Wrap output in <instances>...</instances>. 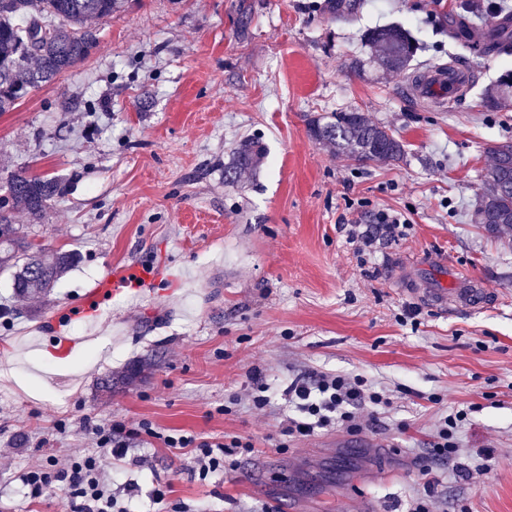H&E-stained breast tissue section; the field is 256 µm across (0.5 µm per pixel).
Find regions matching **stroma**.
<instances>
[{
    "instance_id": "1",
    "label": "stroma",
    "mask_w": 512,
    "mask_h": 512,
    "mask_svg": "<svg viewBox=\"0 0 512 512\" xmlns=\"http://www.w3.org/2000/svg\"><path fill=\"white\" fill-rule=\"evenodd\" d=\"M456 2L363 0L347 23L329 0H129L84 62L0 113V179L23 168L63 186L41 220L13 208L15 224L78 256L45 299L18 301L0 274V512H77L57 492L31 497L22 471L92 450V425L144 422L242 436L254 452L203 479L191 454L142 437L128 455L144 466H106L112 487L134 480L131 512H151L162 487L168 512H410L430 479L433 512H512V229L469 217L487 146L512 141V103L485 110L476 89L446 107L414 101L361 41L399 23L425 43L423 67L445 64L434 22ZM350 108L391 129L405 159L363 163L313 138L311 120ZM247 139L263 162L225 183ZM381 209L410 218L405 236L352 242ZM133 263L175 270L173 292L115 298L67 367L30 347L68 299ZM452 272L483 282L490 306L418 301L415 288ZM255 368L273 392L263 409L249 398ZM314 372L362 376L390 403L357 433L287 435L285 390ZM457 409L467 475H422ZM480 448L495 451L484 467Z\"/></svg>"
}]
</instances>
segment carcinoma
I'll list each match as a JSON object with an SVG mask.
<instances>
[{"label": "carcinoma", "instance_id": "1", "mask_svg": "<svg viewBox=\"0 0 512 512\" xmlns=\"http://www.w3.org/2000/svg\"><path fill=\"white\" fill-rule=\"evenodd\" d=\"M127 0H0V112L13 109L41 85L74 68L97 48V22L112 18ZM459 12L447 26L448 38L456 48L480 56L512 54V22L503 19L485 34L480 45L471 43V0L458 4ZM362 41L371 51L374 63L386 71L419 79V68L411 66L419 44L400 25L366 29ZM512 98V73L506 72L488 84L481 104L492 109ZM313 137L323 141L339 155L360 161L402 160L404 143L389 129L375 124L367 115L350 109L335 112L326 121L315 120ZM490 164L480 173L481 191L471 211V222L494 234L512 227V142L486 147ZM263 149L255 141L240 144L234 165L224 168L225 180L233 181L236 169L257 165ZM0 198V271L12 270V288L17 298L46 297L55 282L70 269L77 257L73 252L33 250L19 227L12 223L9 202L23 205L39 219L62 194L54 178L14 172L3 185Z\"/></svg>", "mask_w": 512, "mask_h": 512}]
</instances>
